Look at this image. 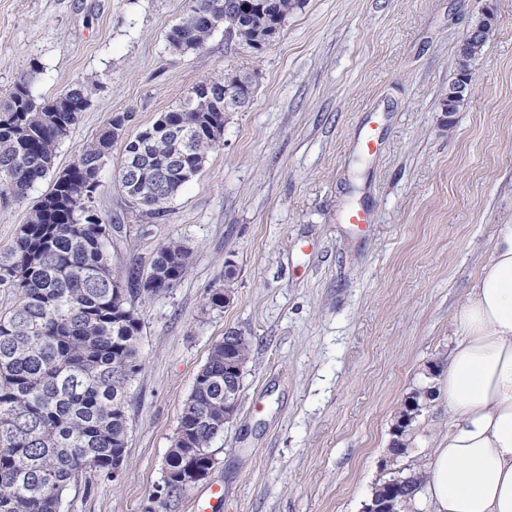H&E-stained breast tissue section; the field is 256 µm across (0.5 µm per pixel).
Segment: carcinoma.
Returning <instances> with one entry per match:
<instances>
[{"label":"carcinoma","instance_id":"1","mask_svg":"<svg viewBox=\"0 0 512 512\" xmlns=\"http://www.w3.org/2000/svg\"><path fill=\"white\" fill-rule=\"evenodd\" d=\"M191 0L167 35L176 53L200 50L213 29L210 16L246 46L274 41L301 0ZM36 62L8 94L0 97V196L18 198L50 175L59 143L88 106L85 86L72 84L49 100H37L30 85ZM222 79L195 85L173 109L151 125V135L127 142L118 183L132 208L152 215L168 209L181 188L220 147L212 129L223 130L224 113L238 109L234 99L216 110L209 94ZM191 139L174 141L172 131ZM112 141L107 131L85 148L68 177L53 176L51 189L20 227L12 251L0 258V284L18 292L13 309L0 315V512H60L64 493L87 473L112 477L126 454L128 390L141 368V319L135 301L142 294L160 298L187 272L191 249L180 240L160 246L147 272L123 278L112 269L110 236L88 201L98 187L99 162ZM184 173L160 184V170L176 151ZM139 162L136 169L129 168ZM127 282L126 294L112 283ZM252 344L215 345L184 404L166 460L165 496L195 484L206 471L208 448L224 437V367L244 369ZM424 476L407 473L382 482L405 510L406 487L420 488Z\"/></svg>","mask_w":512,"mask_h":512}]
</instances>
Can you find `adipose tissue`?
Segmentation results:
<instances>
[{
    "mask_svg": "<svg viewBox=\"0 0 512 512\" xmlns=\"http://www.w3.org/2000/svg\"><path fill=\"white\" fill-rule=\"evenodd\" d=\"M445 371L453 419L432 448L431 512H512V225L452 318Z\"/></svg>",
    "mask_w": 512,
    "mask_h": 512,
    "instance_id": "ef3b65f1",
    "label": "adipose tissue"
}]
</instances>
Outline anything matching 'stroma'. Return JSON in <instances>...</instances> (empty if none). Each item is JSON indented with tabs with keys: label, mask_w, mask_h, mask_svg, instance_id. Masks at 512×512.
Instances as JSON below:
<instances>
[{
	"label": "stroma",
	"mask_w": 512,
	"mask_h": 512,
	"mask_svg": "<svg viewBox=\"0 0 512 512\" xmlns=\"http://www.w3.org/2000/svg\"><path fill=\"white\" fill-rule=\"evenodd\" d=\"M189 2L0 0V95L33 60L34 95L76 82L89 94L56 170L130 116L91 202L113 267L146 273L172 238L193 252L172 292L136 302L143 365L118 478L79 479L61 512H195L214 484V512H363L378 483L424 471L447 431L451 320L512 224V0H494L497 29L451 114L460 40L483 0H303L267 47L220 28L179 54L167 35ZM227 72L250 75L254 94L226 113L221 148L166 213L132 215L116 179L126 141ZM50 187L0 202V254ZM352 210L367 223H348ZM215 288L231 291L224 308L207 304ZM229 330L252 353L214 466L158 496L184 404ZM419 389L432 396L392 458L397 411Z\"/></svg>",
	"instance_id": "35a3bbf8"
}]
</instances>
